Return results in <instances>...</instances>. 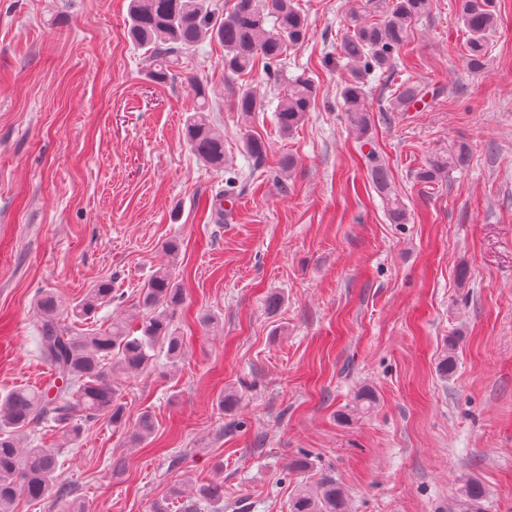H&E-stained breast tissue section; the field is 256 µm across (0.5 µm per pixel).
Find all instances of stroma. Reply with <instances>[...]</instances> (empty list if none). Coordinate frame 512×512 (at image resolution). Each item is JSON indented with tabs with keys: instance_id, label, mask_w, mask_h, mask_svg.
Instances as JSON below:
<instances>
[{
	"instance_id": "obj_1",
	"label": "stroma",
	"mask_w": 512,
	"mask_h": 512,
	"mask_svg": "<svg viewBox=\"0 0 512 512\" xmlns=\"http://www.w3.org/2000/svg\"><path fill=\"white\" fill-rule=\"evenodd\" d=\"M310 36L283 77L319 94L283 134L282 87L263 65L233 75L224 48L202 40L154 80L127 36L129 0H0V393L43 386L33 300L69 303L111 281L96 324L138 314V296L178 237L187 344L177 369L158 361L127 379V426L87 423L77 445L55 427L23 445L60 453L58 487L86 512H151L177 484L224 479L223 504L201 512H287L297 486L336 479L352 512H462L461 476L485 489L483 512H512V0H496L486 68L463 61L459 0H432L393 73L366 87L369 139L408 221L391 223L339 91L336 43L367 0H296ZM224 132L241 185L213 208L223 172L189 150L182 128L192 80ZM439 89L420 111L389 109L405 80ZM253 88L270 109H233ZM266 145L261 166L244 134ZM456 143L467 163L432 183L416 174ZM283 295L276 312L267 294ZM459 337L452 376L438 371ZM238 395L229 407L225 391ZM374 403L353 405L362 392ZM151 413L143 442L131 424ZM307 454L308 470H290Z\"/></svg>"
}]
</instances>
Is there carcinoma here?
Returning <instances> with one entry per match:
<instances>
[{
	"mask_svg": "<svg viewBox=\"0 0 512 512\" xmlns=\"http://www.w3.org/2000/svg\"><path fill=\"white\" fill-rule=\"evenodd\" d=\"M379 20L368 22L354 11L344 20L345 31L338 45L339 57L346 60L349 78L341 89V108L349 126L365 135L371 126L365 106L364 79L375 70L391 71L415 24L431 10V0H368ZM460 15L466 32L464 62L477 74L489 59V35L496 28L494 0H460ZM129 36L134 44L150 52L158 69L152 78L162 80L197 43L206 38L224 44V69L240 74L255 60H264L268 77H280V65L288 49L308 39L305 17L294 0H233L220 20L212 17L207 0H130ZM196 106L184 122V137L191 152L204 164L225 168L224 132L215 127L206 113L208 96L203 85L193 86ZM429 94L418 82L399 84L391 100L392 111L408 112ZM317 97L314 82L300 74L290 82L275 107L280 130L289 134L302 124ZM236 111L249 117L261 111L256 93L246 88L234 100ZM244 144L253 164L258 166L266 153L261 139L245 134ZM374 187L382 195L390 221L404 224L407 211L392 190L385 164L375 150L365 154ZM468 148L459 144L429 160L418 178L433 182L445 172L462 166ZM164 251L169 261L159 266L140 291V324L114 321L106 328H88L80 333L66 322L85 321L97 310L115 301L112 285L90 289L81 300L64 303L51 290L34 299L37 314L36 346L39 358L55 373V381L44 388L17 387L0 398V512H15L20 498L38 501L54 486L57 454L52 448H22L17 431L54 422L64 431L67 443L80 441L86 423L100 417L121 423L124 417V383L153 366L164 355L170 367L178 366L185 355L183 337L173 328L172 318L183 302V289L176 277L180 242L168 241ZM458 338H448L438 363L448 377L456 367ZM155 431L151 414H142L132 437L146 440ZM465 512H482L484 488L466 477L458 487ZM195 502L186 512H197L198 503L224 502V481L217 478L192 490ZM288 512H351L349 499L336 480L322 478L314 486H302L288 500Z\"/></svg>",
	"mask_w": 512,
	"mask_h": 512,
	"instance_id": "carcinoma-1",
	"label": "carcinoma"
}]
</instances>
